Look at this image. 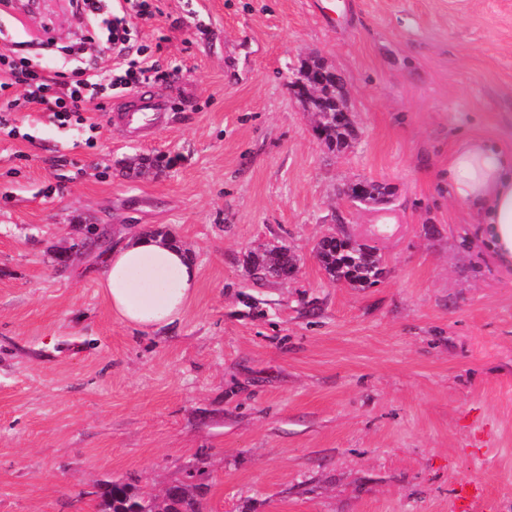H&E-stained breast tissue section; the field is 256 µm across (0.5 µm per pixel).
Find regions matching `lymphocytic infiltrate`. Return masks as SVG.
Returning <instances> with one entry per match:
<instances>
[{
    "label": "lymphocytic infiltrate",
    "mask_w": 512,
    "mask_h": 512,
    "mask_svg": "<svg viewBox=\"0 0 512 512\" xmlns=\"http://www.w3.org/2000/svg\"><path fill=\"white\" fill-rule=\"evenodd\" d=\"M83 32L65 58L48 67L27 42H0V122L38 108L60 123L83 122L91 102L114 91L163 79L151 48L138 43L135 20L155 17L150 0H75Z\"/></svg>",
    "instance_id": "lymphocytic-infiltrate-1"
}]
</instances>
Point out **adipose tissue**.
<instances>
[{
	"mask_svg": "<svg viewBox=\"0 0 512 512\" xmlns=\"http://www.w3.org/2000/svg\"><path fill=\"white\" fill-rule=\"evenodd\" d=\"M448 187L456 202L476 209L498 259L512 264V150L463 142L448 158ZM99 285L120 321L156 331L193 299L198 270L182 245L138 234L101 255Z\"/></svg>",
	"mask_w": 512,
	"mask_h": 512,
	"instance_id": "obj_1",
	"label": "adipose tissue"
}]
</instances>
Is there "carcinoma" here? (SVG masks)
Here are the masks:
<instances>
[{"label":"carcinoma","instance_id":"1","mask_svg":"<svg viewBox=\"0 0 512 512\" xmlns=\"http://www.w3.org/2000/svg\"><path fill=\"white\" fill-rule=\"evenodd\" d=\"M320 76V87L312 103L316 116L314 131L330 149L341 151L350 146L352 132L343 113L336 111V101L344 87L336 86L329 68L316 62L310 68ZM389 187L377 181L361 180L347 187V195L358 199L365 206L388 203ZM320 267L334 282H346L355 288L373 286L382 273V259L363 247L346 233L322 237L316 247ZM248 261L252 275L259 280L280 279L292 276L297 269V258L288 247L272 246L263 251H251ZM197 485L180 483L170 486L160 497H145L134 491L121 479L107 480L98 492V512H204L203 496L196 491Z\"/></svg>","mask_w":512,"mask_h":512}]
</instances>
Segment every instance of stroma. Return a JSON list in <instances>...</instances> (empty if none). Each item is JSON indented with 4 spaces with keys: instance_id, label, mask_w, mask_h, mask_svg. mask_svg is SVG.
I'll return each instance as SVG.
<instances>
[{
    "instance_id": "stroma-1",
    "label": "stroma",
    "mask_w": 512,
    "mask_h": 512,
    "mask_svg": "<svg viewBox=\"0 0 512 512\" xmlns=\"http://www.w3.org/2000/svg\"><path fill=\"white\" fill-rule=\"evenodd\" d=\"M155 2L158 126L0 127V512H96L102 481L154 496L200 459L210 512H512V267L448 190L461 138L512 150V0H348L331 28L316 0ZM0 30L49 58L81 36L70 0ZM312 58L348 91L340 154L290 86ZM359 179L386 209L346 196ZM95 226L187 247L178 319L113 316L77 247ZM341 232L377 284L325 275L314 247ZM265 244L293 278L253 284ZM346 193L349 197L357 198V202L360 204L376 206L388 203L391 191L384 183L361 180L350 184Z\"/></svg>"
}]
</instances>
